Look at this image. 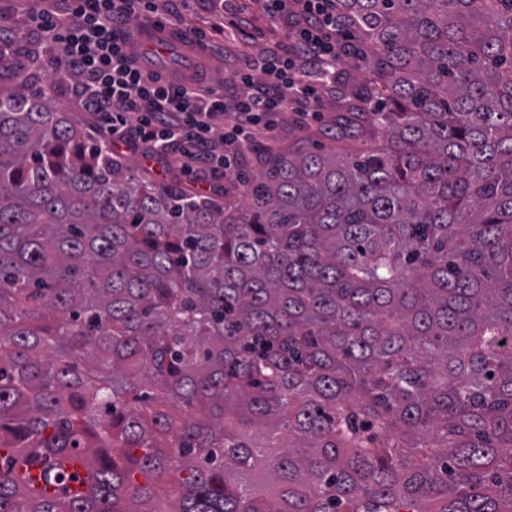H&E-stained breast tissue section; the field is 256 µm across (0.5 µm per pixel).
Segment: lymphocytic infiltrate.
Listing matches in <instances>:
<instances>
[{"label": "lymphocytic infiltrate", "instance_id": "obj_1", "mask_svg": "<svg viewBox=\"0 0 512 512\" xmlns=\"http://www.w3.org/2000/svg\"><path fill=\"white\" fill-rule=\"evenodd\" d=\"M267 10L287 19L291 48L273 44L260 60L248 61L236 74L248 93L232 101L206 72L175 78L140 62L126 25L157 14L158 0H69L64 13L30 12L25 26L41 37L43 51L54 58L60 80L74 86L80 105L100 115L101 144L112 145L122 133L160 155L177 144L185 172L200 160L226 172L257 134L270 131L274 113L297 103L308 113L317 108L346 55L336 37V0H271ZM226 113L233 121L215 138L213 121Z\"/></svg>", "mask_w": 512, "mask_h": 512}]
</instances>
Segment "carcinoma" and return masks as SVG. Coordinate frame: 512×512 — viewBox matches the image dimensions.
Wrapping results in <instances>:
<instances>
[{
	"instance_id": "obj_1",
	"label": "carcinoma",
	"mask_w": 512,
	"mask_h": 512,
	"mask_svg": "<svg viewBox=\"0 0 512 512\" xmlns=\"http://www.w3.org/2000/svg\"><path fill=\"white\" fill-rule=\"evenodd\" d=\"M336 9L362 149L237 203L0 52V512H512V0Z\"/></svg>"
}]
</instances>
